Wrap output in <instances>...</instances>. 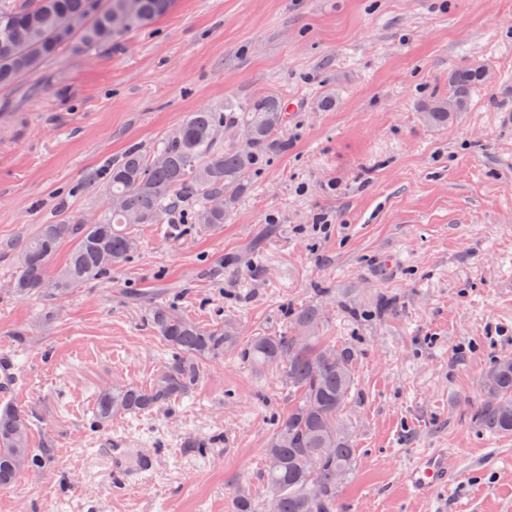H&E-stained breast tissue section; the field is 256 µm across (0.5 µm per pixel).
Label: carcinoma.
Returning a JSON list of instances; mask_svg holds the SVG:
<instances>
[{"label": "carcinoma", "mask_w": 512, "mask_h": 512, "mask_svg": "<svg viewBox=\"0 0 512 512\" xmlns=\"http://www.w3.org/2000/svg\"><path fill=\"white\" fill-rule=\"evenodd\" d=\"M117 0H0V86L43 67L63 50L91 53L164 15L172 0H133L131 12L113 14ZM485 72L478 65L448 73V94L421 105L424 120L444 126L468 110ZM287 120L286 105L267 93L243 105L189 112L153 149L127 147L118 161H106L90 177L107 208L93 224L62 214L40 225L18 253L12 293L24 298L51 286L58 296L107 274L138 248L131 233L141 224H167L177 214L203 230H216L224 215L249 189V175L264 156L283 147L276 138ZM228 131L242 140L219 136ZM71 243L64 264L49 275L63 242ZM109 257L106 263L103 257ZM293 331L242 339L222 326L206 327L157 303L149 322L171 349V358L149 387L124 385L99 392L92 425L115 414L151 411L191 392L203 362L237 350L256 367L279 366L291 399L278 419L261 472L272 512H336V494L350 472L356 449L341 414L354 385L355 350L321 335L323 311L315 305L291 313ZM485 399L475 420L501 434L512 433V358L494 359L481 380ZM30 421L12 405L0 406V489L44 468L47 449L30 447Z\"/></svg>", "instance_id": "carcinoma-1"}]
</instances>
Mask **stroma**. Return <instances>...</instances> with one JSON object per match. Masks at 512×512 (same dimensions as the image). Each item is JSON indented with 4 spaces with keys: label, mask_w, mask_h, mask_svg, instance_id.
<instances>
[{
    "label": "stroma",
    "mask_w": 512,
    "mask_h": 512,
    "mask_svg": "<svg viewBox=\"0 0 512 512\" xmlns=\"http://www.w3.org/2000/svg\"><path fill=\"white\" fill-rule=\"evenodd\" d=\"M475 63L487 79L467 112L426 125L421 103ZM266 92L294 106L284 146L221 229L141 224L137 251L69 296L11 295L39 225L103 209L87 183L105 159ZM382 296L391 314L356 316ZM157 302L245 338L321 305L324 336L356 350L357 454L336 512H512V436L474 418L487 365L512 357V0H176L0 88V352L15 363L0 404L52 451L0 489V512H233L240 485L267 512L263 450L290 400L279 369L228 351L171 406L92 427L99 391L150 385L169 358ZM201 437L202 454L188 446ZM114 440L156 454L140 486L98 462ZM435 451L457 480L415 497L402 474Z\"/></svg>",
    "instance_id": "obj_1"
}]
</instances>
